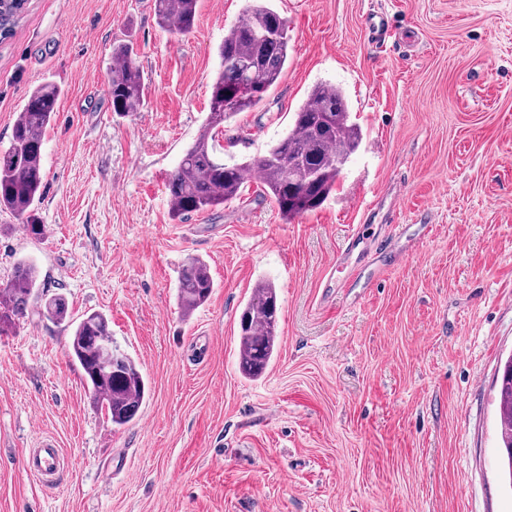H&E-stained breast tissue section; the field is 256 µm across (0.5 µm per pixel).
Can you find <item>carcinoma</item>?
Returning <instances> with one entry per match:
<instances>
[{
	"label": "carcinoma",
	"instance_id": "obj_1",
	"mask_svg": "<svg viewBox=\"0 0 512 512\" xmlns=\"http://www.w3.org/2000/svg\"><path fill=\"white\" fill-rule=\"evenodd\" d=\"M160 27L188 33L196 22L197 0H154ZM24 13L19 0H0V40L13 33ZM221 68L212 84L209 112L178 168L167 181L172 217L215 209L239 198L244 172L256 168L281 214L293 220L323 205L335 190L341 162L361 146V126L352 118L342 92L333 85H316L294 112L288 134L264 155L249 163H224L217 136L224 122L260 104L280 78L288 62L287 23L267 0H252L245 19L227 30L218 49ZM133 45H112L110 86L112 111L136 112L145 104L147 82L135 62ZM247 87L250 94L234 105L224 103L226 93ZM61 89L52 82L35 87L17 113L8 146L0 148V210L25 220L30 233L41 234L32 215L44 183V133L57 112ZM39 287L36 268L20 261L11 281L0 287V332L26 316ZM214 282L206 262L191 257L184 265L177 288L179 308L191 315L212 293ZM277 291L273 284L255 285L240 317L239 370L260 376L276 353ZM50 319L68 318V302L61 295L42 303ZM79 365L90 399L112 425L123 427L137 416L147 395V384L135 361L112 347V333L105 315L93 312L73 327L68 347ZM500 436L507 456L512 486V357L503 368L500 386Z\"/></svg>",
	"mask_w": 512,
	"mask_h": 512
}]
</instances>
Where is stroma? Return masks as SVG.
Instances as JSON below:
<instances>
[{
	"mask_svg": "<svg viewBox=\"0 0 512 512\" xmlns=\"http://www.w3.org/2000/svg\"><path fill=\"white\" fill-rule=\"evenodd\" d=\"M249 0H198L191 32L154 0H30L0 42V146L38 84L63 94L44 135L43 234L0 211V286L33 263L70 319L104 313L149 393L115 428L70 361L71 330L31 306L0 334V512H512L497 395L512 356V0H272L288 63L224 125V159L263 155L320 82L363 142L323 205L286 221L263 184L172 220L166 182L209 111L225 31ZM404 35L373 45L369 14ZM130 41L147 78L113 112L107 63ZM406 250L364 288L340 247ZM213 292L176 304L187 258ZM274 281L277 355L238 368V321ZM213 351H205L207 338ZM53 437L56 483L23 467Z\"/></svg>",
	"mask_w": 512,
	"mask_h": 512,
	"instance_id": "35a3bbf8",
	"label": "stroma"
}]
</instances>
